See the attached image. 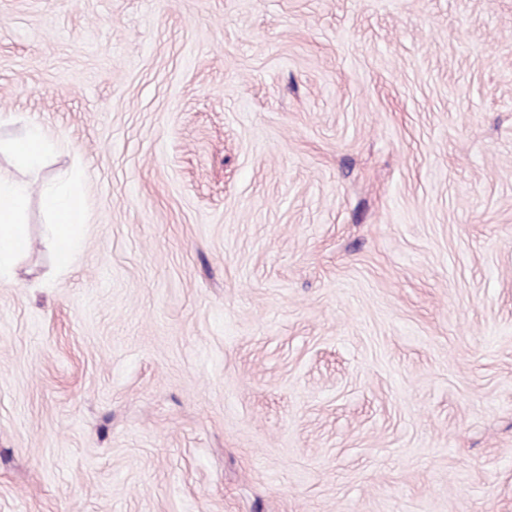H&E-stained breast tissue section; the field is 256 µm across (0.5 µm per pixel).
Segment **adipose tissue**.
Returning a JSON list of instances; mask_svg holds the SVG:
<instances>
[{
    "label": "adipose tissue",
    "instance_id": "adipose-tissue-1",
    "mask_svg": "<svg viewBox=\"0 0 512 512\" xmlns=\"http://www.w3.org/2000/svg\"><path fill=\"white\" fill-rule=\"evenodd\" d=\"M51 149L49 133L33 125L11 145L16 162L28 170H41ZM28 184L0 176V276L11 273L19 256L28 249V236L21 216L27 206ZM42 201L51 216L47 243L59 268H67L79 248L78 226L83 213L80 205L79 177L69 173L52 182Z\"/></svg>",
    "mask_w": 512,
    "mask_h": 512
}]
</instances>
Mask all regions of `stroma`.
<instances>
[{
    "instance_id": "obj_1",
    "label": "stroma",
    "mask_w": 512,
    "mask_h": 512,
    "mask_svg": "<svg viewBox=\"0 0 512 512\" xmlns=\"http://www.w3.org/2000/svg\"><path fill=\"white\" fill-rule=\"evenodd\" d=\"M0 173V512H512V0H0ZM51 145L49 133L41 126L31 125L12 143L11 152L21 167L39 171L45 166ZM79 180L76 174H66L52 182L42 194L43 205L51 216L47 243L60 270L69 266L79 248L78 224L83 217ZM30 194L29 185L0 174V277L12 272L19 256L28 249L21 216Z\"/></svg>"
}]
</instances>
